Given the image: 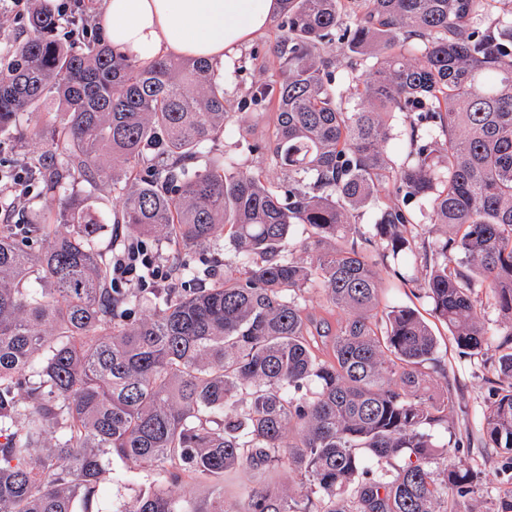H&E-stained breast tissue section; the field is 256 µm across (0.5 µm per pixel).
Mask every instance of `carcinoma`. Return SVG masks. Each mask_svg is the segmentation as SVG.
Listing matches in <instances>:
<instances>
[{
    "mask_svg": "<svg viewBox=\"0 0 512 512\" xmlns=\"http://www.w3.org/2000/svg\"><path fill=\"white\" fill-rule=\"evenodd\" d=\"M26 27L0 131L54 98L36 135L62 159L39 168L54 214L0 225V512H102L115 459L148 482L117 512H483L473 466L429 468L464 445L456 378L382 294L425 271L467 355L488 350L480 295L499 310L481 431L512 471V0H280L277 78L250 93L276 124L248 145L276 183L209 147L233 109L208 60L71 46L39 8ZM109 182L117 222L169 243L188 287L112 286L108 225L76 189ZM221 237L242 269L221 272ZM314 286L336 326L302 302Z\"/></svg>",
    "mask_w": 512,
    "mask_h": 512,
    "instance_id": "carcinoma-1",
    "label": "carcinoma"
}]
</instances>
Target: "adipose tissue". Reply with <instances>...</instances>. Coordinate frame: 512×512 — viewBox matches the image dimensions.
Returning <instances> with one entry per match:
<instances>
[{
  "instance_id": "ef3b65f1",
  "label": "adipose tissue",
  "mask_w": 512,
  "mask_h": 512,
  "mask_svg": "<svg viewBox=\"0 0 512 512\" xmlns=\"http://www.w3.org/2000/svg\"><path fill=\"white\" fill-rule=\"evenodd\" d=\"M278 10V0H103L99 25L116 53L142 61L201 57L220 66L264 34Z\"/></svg>"
}]
</instances>
